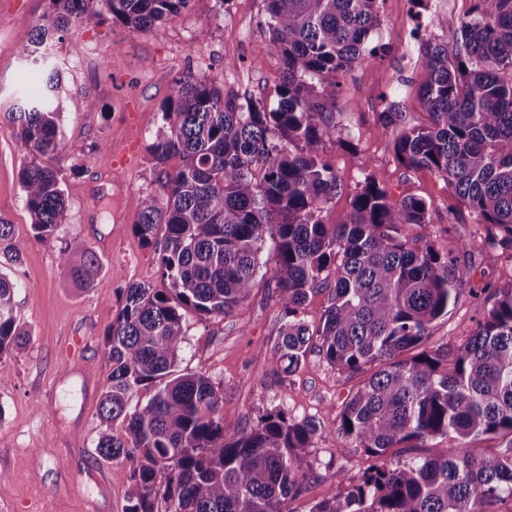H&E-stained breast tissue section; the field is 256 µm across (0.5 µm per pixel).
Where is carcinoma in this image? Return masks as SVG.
Listing matches in <instances>:
<instances>
[{
	"label": "carcinoma",
	"mask_w": 512,
	"mask_h": 512,
	"mask_svg": "<svg viewBox=\"0 0 512 512\" xmlns=\"http://www.w3.org/2000/svg\"><path fill=\"white\" fill-rule=\"evenodd\" d=\"M102 1L132 31L157 30L189 3L50 0L22 55L40 62L54 36L99 25ZM263 2L268 49L283 62L276 105L251 95L241 102L190 74L174 80L162 105L148 146L160 192L133 200L135 234L158 252L162 287L120 290L123 306L105 334L112 371L97 411V453L130 467L126 512H288L312 471L301 454L320 425L268 412L228 437L221 384L179 365L186 313L225 316L244 302L270 240L285 319L271 363L292 373L315 350L338 372L361 377L334 432L380 460L344 496L309 512H492L512 502V284L485 289L487 315L455 353L429 347L432 324L467 283L456 250L405 234L434 223L431 205L394 198L368 174L344 223L320 220L342 187L324 155L343 129L336 75L383 58V46H369L383 0ZM472 2L448 41H421L416 98L427 122L410 124L387 97L379 120L397 131L393 150L404 168L444 177L490 226L493 247L512 252V0ZM61 87V70L51 68L39 98L6 111L39 238L68 209L57 161L85 151L61 129ZM172 157L180 164L170 171ZM60 263L75 283L94 281L87 250L66 248ZM14 288L0 271V355L30 336ZM320 288L330 299L313 332L298 314ZM142 388L152 396L132 404ZM437 438L442 446L430 455L395 468L385 459L392 448ZM482 438L501 443L473 447Z\"/></svg>",
	"instance_id": "cac0c4a2"
}]
</instances>
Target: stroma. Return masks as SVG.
Returning a JSON list of instances; mask_svg holds the SVG:
<instances>
[{
    "mask_svg": "<svg viewBox=\"0 0 512 512\" xmlns=\"http://www.w3.org/2000/svg\"><path fill=\"white\" fill-rule=\"evenodd\" d=\"M470 0H384L383 25L372 39L387 55L339 75L349 108L341 138L324 147L343 188L320 214L322 223L345 221L351 198L365 174H373L393 197L414 195L431 204L435 221L407 229L454 248L465 244L460 261L470 289L448 317L437 320L431 343L453 349L482 320L485 307L473 290L512 283V257L495 254L486 225L477 222L438 174L408 170L395 158V133L378 114L384 95L401 100L413 123L425 115L415 91L423 77L417 27L443 40L456 29ZM49 12V0H0V30L13 49L0 54V111L40 82L20 52ZM269 17L263 0H191L160 30L132 31L111 20L53 40L47 65L64 69L62 128L85 146L84 155L59 162L68 201L62 224L40 240L31 227L18 173L22 162L13 126L0 120V215L12 225L0 244V261L18 252L5 270L16 283L15 310L30 341L6 356L0 375V512H125L130 483L127 464L96 453L97 409L112 365L104 334L119 313L120 289L132 284L160 287L158 255L134 232L139 213L131 200L158 191L148 146L161 125V107L182 73L215 83L225 93L264 95L275 101L282 73L279 54L268 51ZM111 69H104V61ZM234 69H226V62ZM139 156L128 170L112 159L130 142ZM80 245L97 259L93 285H72L59 264L61 250ZM261 275L249 298L223 317L189 315L181 365L212 377L224 389V424L247 428L277 409L289 418L311 417L324 432L305 459L313 476L290 501V512H309L318 501L358 484L372 458L333 430L359 378L338 373L315 352L293 373L276 370L269 354L282 325L279 292L272 279L277 253L265 244ZM343 478H336V471Z\"/></svg>",
    "mask_w": 512,
    "mask_h": 512,
    "instance_id": "1",
    "label": "stroma"
}]
</instances>
